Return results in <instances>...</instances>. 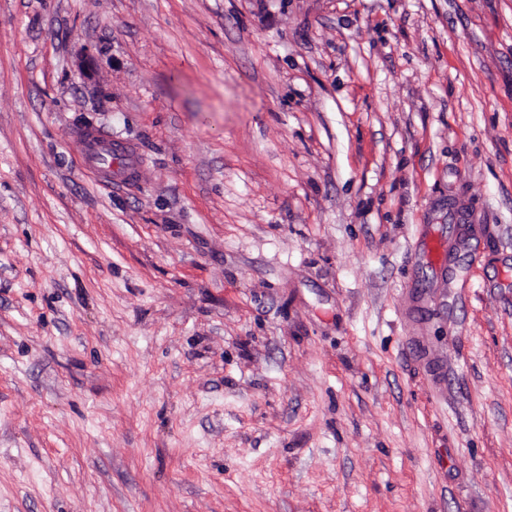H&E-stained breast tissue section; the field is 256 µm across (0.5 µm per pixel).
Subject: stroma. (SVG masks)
<instances>
[{"label":"stroma","instance_id":"1","mask_svg":"<svg viewBox=\"0 0 512 512\" xmlns=\"http://www.w3.org/2000/svg\"><path fill=\"white\" fill-rule=\"evenodd\" d=\"M0 512H512V0H0ZM78 138L83 142L87 161L93 166L98 176L112 170V161L114 162L112 154L103 149V143L108 139L105 132L99 131L90 138L86 132L82 131L78 134Z\"/></svg>","mask_w":512,"mask_h":512}]
</instances>
